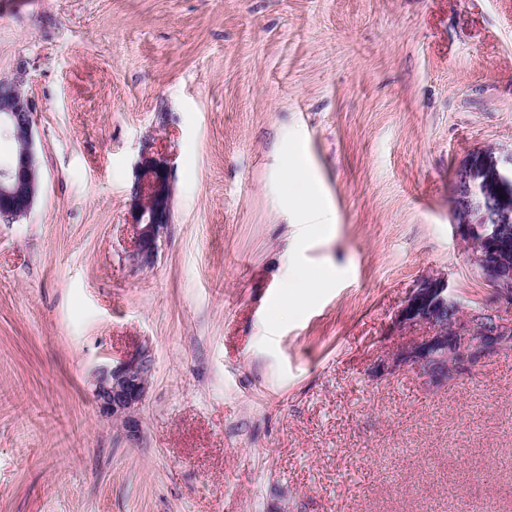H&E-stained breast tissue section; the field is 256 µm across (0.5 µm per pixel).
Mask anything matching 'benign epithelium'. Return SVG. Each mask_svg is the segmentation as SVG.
<instances>
[{
	"instance_id": "1",
	"label": "benign epithelium",
	"mask_w": 512,
	"mask_h": 512,
	"mask_svg": "<svg viewBox=\"0 0 512 512\" xmlns=\"http://www.w3.org/2000/svg\"><path fill=\"white\" fill-rule=\"evenodd\" d=\"M0 132L20 143V149L0 161V218L27 217L39 192L34 147V106L18 81L0 82ZM458 195L462 208L480 215L473 221L460 216L452 224L454 236L467 249L470 261L489 288L491 320L462 306L448 277H421L398 309L392 322L397 335L417 329L425 335L397 346L375 368L379 378L404 369L414 370L422 384L440 388L472 372L486 359L512 348V320L500 316V307L512 306V249L503 244L506 225L512 224V169L501 170L488 157L479 174L460 175ZM133 256L142 266L155 263L160 238L172 219L173 188L161 160L142 157L135 166L130 190ZM153 369L151 352L143 348L113 366L93 371V395L99 412L121 425L125 436L140 435L137 411L145 401Z\"/></svg>"
}]
</instances>
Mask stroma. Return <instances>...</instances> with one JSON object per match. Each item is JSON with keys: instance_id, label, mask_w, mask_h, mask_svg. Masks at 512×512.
<instances>
[{"instance_id": "obj_1", "label": "stroma", "mask_w": 512, "mask_h": 512, "mask_svg": "<svg viewBox=\"0 0 512 512\" xmlns=\"http://www.w3.org/2000/svg\"><path fill=\"white\" fill-rule=\"evenodd\" d=\"M17 77L40 190L0 220V512H512V350L374 375L421 276L487 295L455 186L512 166V0H0ZM149 147L173 214L142 268ZM292 264L333 277L280 316ZM144 347L132 443L91 375ZM133 256L142 266L155 263L160 238L172 219L173 188L164 161L143 156L135 166V180L130 190Z\"/></svg>"}]
</instances>
